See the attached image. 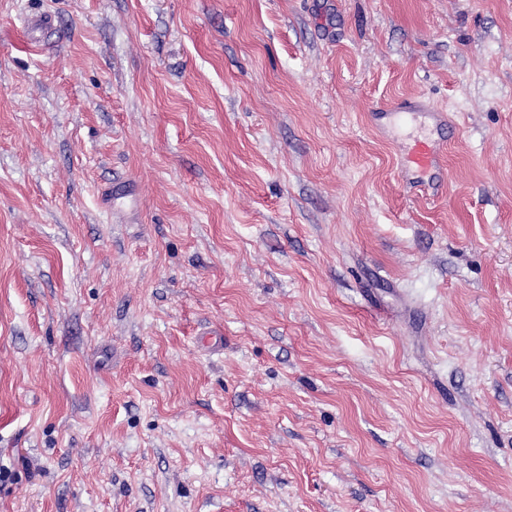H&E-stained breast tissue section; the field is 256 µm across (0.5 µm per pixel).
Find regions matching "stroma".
<instances>
[{
    "mask_svg": "<svg viewBox=\"0 0 512 512\" xmlns=\"http://www.w3.org/2000/svg\"><path fill=\"white\" fill-rule=\"evenodd\" d=\"M0 512H512V0H0ZM373 112L375 120L388 118L389 124L392 127H394L398 121H402L417 112L426 114L437 129L443 128L449 124L448 115L434 107L429 101L422 97L404 99L394 106L377 108ZM447 142L443 139L435 140L429 137L416 138L406 147L401 156L399 174L403 179L409 176L421 178L415 183H420L424 189L433 188L443 166V150ZM424 177H427L425 183Z\"/></svg>",
    "mask_w": 512,
    "mask_h": 512,
    "instance_id": "1",
    "label": "stroma"
}]
</instances>
